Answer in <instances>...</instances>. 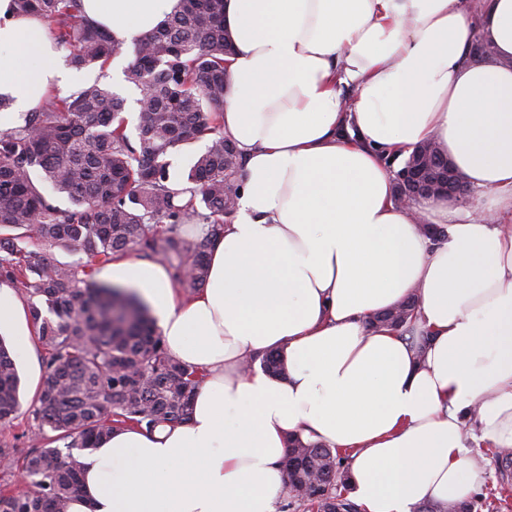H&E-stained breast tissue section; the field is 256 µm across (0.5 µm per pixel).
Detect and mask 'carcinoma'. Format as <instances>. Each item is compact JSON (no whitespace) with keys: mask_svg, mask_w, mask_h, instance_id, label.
Listing matches in <instances>:
<instances>
[{"mask_svg":"<svg viewBox=\"0 0 512 512\" xmlns=\"http://www.w3.org/2000/svg\"><path fill=\"white\" fill-rule=\"evenodd\" d=\"M10 9L46 20L76 70L102 69L122 47L85 15L82 0H11ZM231 54L224 0H178L161 26L134 40L124 71L138 92L148 91L147 100H135L136 140L127 131V100L97 82L52 91L19 125L0 130V282L42 299L29 304L28 316L48 350L22 463L30 489L0 490V512H66L83 468L73 449L92 450L115 429L151 432L189 418L205 374L170 355L136 293L93 276L138 251L168 262L191 292L205 282L210 247L235 206L226 188L242 168L220 120ZM198 141L204 152L184 180H171V153ZM49 189L69 206L54 204ZM185 220L211 225L210 237L182 243L175 232ZM56 245L79 262L56 261ZM417 300L412 295L375 323L411 331ZM20 384L0 339L1 423L20 410ZM347 459L336 448L289 442L287 508L358 512L346 497ZM424 507L476 512L477 501Z\"/></svg>","mask_w":512,"mask_h":512,"instance_id":"1","label":"carcinoma"}]
</instances>
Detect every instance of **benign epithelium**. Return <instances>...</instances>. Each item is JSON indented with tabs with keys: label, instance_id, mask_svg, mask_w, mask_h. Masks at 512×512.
<instances>
[{
	"label": "benign epithelium",
	"instance_id": "obj_1",
	"mask_svg": "<svg viewBox=\"0 0 512 512\" xmlns=\"http://www.w3.org/2000/svg\"><path fill=\"white\" fill-rule=\"evenodd\" d=\"M395 179L406 189L398 203L410 206L421 197L444 196L454 202L468 203L472 191L468 186L457 180L453 165L434 171L430 161L429 149L423 147L417 151L416 160L408 168L395 172Z\"/></svg>",
	"mask_w": 512,
	"mask_h": 512
}]
</instances>
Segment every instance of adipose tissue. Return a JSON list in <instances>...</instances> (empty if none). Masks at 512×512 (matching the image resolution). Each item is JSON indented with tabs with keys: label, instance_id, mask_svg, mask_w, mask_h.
Segmentation results:
<instances>
[{
	"label": "adipose tissue",
	"instance_id": "1",
	"mask_svg": "<svg viewBox=\"0 0 512 512\" xmlns=\"http://www.w3.org/2000/svg\"><path fill=\"white\" fill-rule=\"evenodd\" d=\"M83 3L128 43L177 0ZM9 4L0 130L72 80L46 24ZM224 29L242 171L207 280L184 298L164 265L112 263L206 377L186 423L118 429L84 457L67 512H277L292 435L348 449L361 512L469 499L471 443L512 448V0H481L474 20L468 0H224ZM477 37L491 58L469 57ZM425 141L492 192L487 218L394 203L389 159ZM413 293V336L368 328ZM267 351L285 376L245 368Z\"/></svg>",
	"mask_w": 512,
	"mask_h": 512
}]
</instances>
